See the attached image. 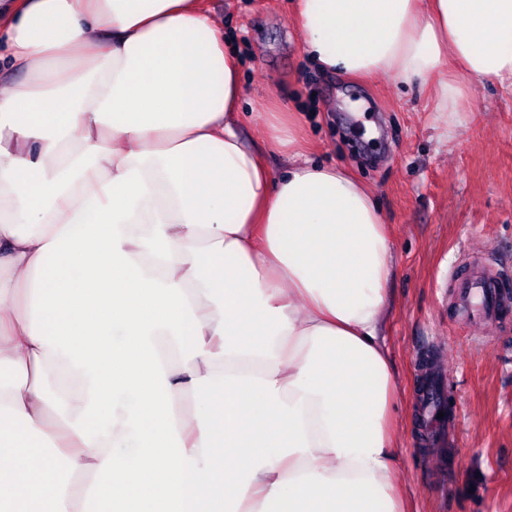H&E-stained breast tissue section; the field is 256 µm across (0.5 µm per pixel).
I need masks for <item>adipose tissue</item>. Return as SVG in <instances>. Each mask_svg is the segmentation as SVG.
<instances>
[{
    "label": "adipose tissue",
    "instance_id": "1",
    "mask_svg": "<svg viewBox=\"0 0 512 512\" xmlns=\"http://www.w3.org/2000/svg\"><path fill=\"white\" fill-rule=\"evenodd\" d=\"M295 19L322 72L435 80L439 112L512 78V0ZM220 28L203 0H0V512H412L388 226L297 112L246 142Z\"/></svg>",
    "mask_w": 512,
    "mask_h": 512
}]
</instances>
